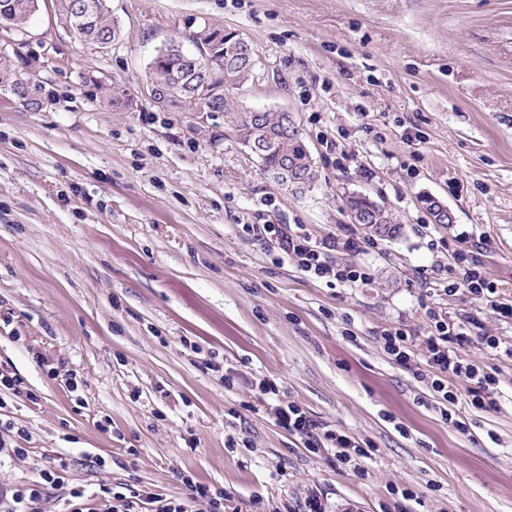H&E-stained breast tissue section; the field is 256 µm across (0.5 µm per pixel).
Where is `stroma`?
<instances>
[{
	"label": "stroma",
	"instance_id": "stroma-1",
	"mask_svg": "<svg viewBox=\"0 0 512 512\" xmlns=\"http://www.w3.org/2000/svg\"><path fill=\"white\" fill-rule=\"evenodd\" d=\"M121 32L105 49L57 19L53 0L0 25V56L44 85L42 107L0 87V488L68 468L21 512H124L117 493H162L208 512H512V358L480 340L463 357L498 369L495 407L457 381L443 419L379 330L424 338L427 311L477 318L512 344V319L445 296L431 240L481 242L488 278L512 299V0H106ZM239 34L258 60L232 91L241 109L291 113L318 177L282 189L223 113L162 110L148 96L158 52L203 24ZM123 91L111 112L91 81ZM364 193L401 223L375 239L350 223ZM454 213L433 223L421 200ZM251 224L336 241L370 281L341 288L275 262ZM357 242L349 252L348 242ZM277 389L255 396L257 380ZM293 403L372 451L363 471L307 451L275 422ZM107 462L92 467V458ZM111 485L112 494L100 491ZM410 497H403V490Z\"/></svg>",
	"mask_w": 512,
	"mask_h": 512
}]
</instances>
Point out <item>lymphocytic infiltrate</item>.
Returning <instances> with one entry per match:
<instances>
[{
    "label": "lymphocytic infiltrate",
    "mask_w": 512,
    "mask_h": 512,
    "mask_svg": "<svg viewBox=\"0 0 512 512\" xmlns=\"http://www.w3.org/2000/svg\"><path fill=\"white\" fill-rule=\"evenodd\" d=\"M249 230L269 242L279 258L296 261L301 271L311 278L324 279L345 288L359 286L369 278L365 269L352 259L330 260L329 253L335 250V242H313L308 235L293 231L286 224H253ZM479 250L476 243L466 249L449 246V283L445 291L450 295L468 294L484 307L512 317V303L504 302L496 284L486 278L478 257ZM430 318L433 325L423 353L415 352L412 336L403 328H383L378 337L384 351L399 364L410 365L415 356H422L425 368L419 372V379L429 382L445 406L444 418L453 420L455 428L463 432L467 429L466 424L454 420L450 410L456 402L451 379L459 378L470 383L471 404L477 409L495 405L499 380L487 366L465 359L458 353L459 347L469 344L473 338L471 328L475 324L474 319L457 321L440 310L431 311ZM275 417L280 426L303 439L305 448L311 451L333 449L337 461L342 464L357 469L370 456L369 451L352 437L307 417L295 405L276 406Z\"/></svg>",
    "instance_id": "lymphocytic-infiltrate-1"
}]
</instances>
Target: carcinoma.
I'll use <instances>...</instances> for the list:
<instances>
[{
	"instance_id": "cac0c4a2",
	"label": "carcinoma",
	"mask_w": 512,
	"mask_h": 512,
	"mask_svg": "<svg viewBox=\"0 0 512 512\" xmlns=\"http://www.w3.org/2000/svg\"><path fill=\"white\" fill-rule=\"evenodd\" d=\"M40 2L0 0V22L19 26L39 11ZM55 7L60 23L89 45L104 49L119 35V25L108 15L104 0H56ZM236 39L235 34L227 38L224 30L205 24L191 36L197 54H186L180 46L171 44L152 60L148 68V82L167 91V97L160 105L163 110L232 112V128L239 132L240 140L245 143L252 134L251 112L231 111V103L226 96L229 87L241 85L252 76L247 57L229 50L230 43ZM194 70L208 77L207 89L196 95L191 88ZM0 83L9 84L26 105L38 107L42 104L43 86L20 78L7 60H0ZM102 99L116 112L131 105L130 98L110 89L102 93ZM264 121L279 136L273 147L258 155L264 173L276 172L282 166L286 154L293 156L301 168L315 169L313 158L307 154L302 137L288 130L287 113L267 110L264 112Z\"/></svg>"
}]
</instances>
